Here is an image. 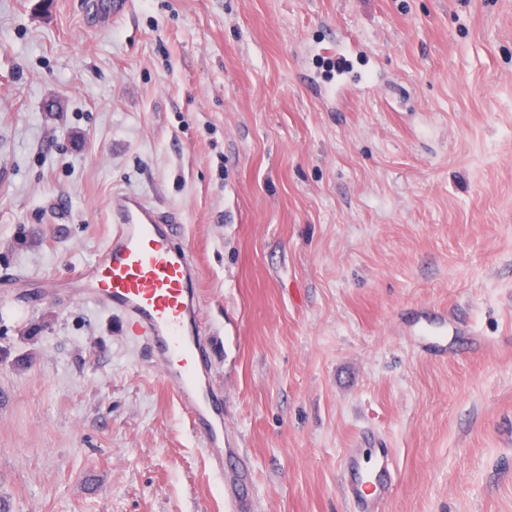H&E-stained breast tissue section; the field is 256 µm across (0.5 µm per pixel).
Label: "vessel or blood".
<instances>
[{"label": "vessel or blood", "instance_id": "obj_1", "mask_svg": "<svg viewBox=\"0 0 512 512\" xmlns=\"http://www.w3.org/2000/svg\"><path fill=\"white\" fill-rule=\"evenodd\" d=\"M111 212L112 236L83 264L85 284L78 297L119 313L146 340L188 411L212 471L223 474L224 401L210 383L196 263L182 241L181 219L132 193L114 196ZM343 471L356 512H383L393 475L389 449H378L371 468L358 449H348Z\"/></svg>", "mask_w": 512, "mask_h": 512}]
</instances>
